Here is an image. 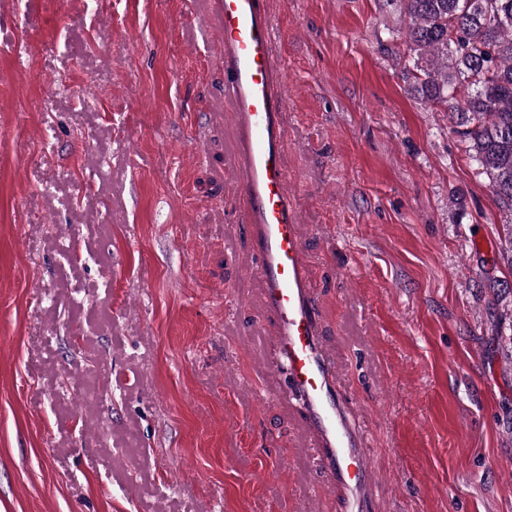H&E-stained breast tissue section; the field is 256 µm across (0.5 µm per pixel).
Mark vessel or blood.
Listing matches in <instances>:
<instances>
[{
  "label": "vessel or blood",
  "mask_w": 512,
  "mask_h": 512,
  "mask_svg": "<svg viewBox=\"0 0 512 512\" xmlns=\"http://www.w3.org/2000/svg\"><path fill=\"white\" fill-rule=\"evenodd\" d=\"M219 37L223 97L231 107L226 163L234 173L237 213L248 228L246 273L263 285L262 346L275 337L284 374L274 390L294 399L312 436L307 465L324 482L311 498L338 495L339 512H372L376 483L367 436L350 420L336 385V366L321 341V306L310 287L312 267L299 235L284 153L287 95L279 77L278 27L268 0H195Z\"/></svg>",
  "instance_id": "1"
}]
</instances>
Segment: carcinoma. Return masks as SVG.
<instances>
[{
	"label": "carcinoma",
	"mask_w": 512,
	"mask_h": 512,
	"mask_svg": "<svg viewBox=\"0 0 512 512\" xmlns=\"http://www.w3.org/2000/svg\"><path fill=\"white\" fill-rule=\"evenodd\" d=\"M414 90L462 128L474 174L512 207V0H402Z\"/></svg>",
	"instance_id": "cac0c4a2"
}]
</instances>
